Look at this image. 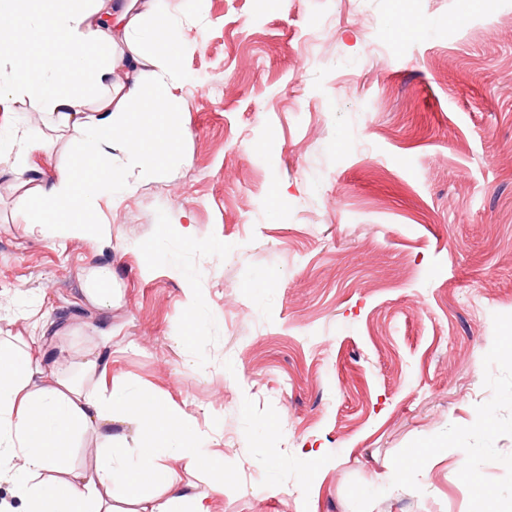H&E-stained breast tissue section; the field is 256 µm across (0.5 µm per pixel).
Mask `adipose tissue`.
<instances>
[{"mask_svg":"<svg viewBox=\"0 0 512 512\" xmlns=\"http://www.w3.org/2000/svg\"><path fill=\"white\" fill-rule=\"evenodd\" d=\"M23 20L24 40L0 51V110L18 97L34 98L56 126L74 133L79 153L23 205L37 213L36 226L50 240L111 239V224L99 216L102 199L166 176L186 136L174 108L188 45L155 0H115L106 11L88 0H0V33ZM119 43L126 51L117 55L112 47ZM87 88L98 90L97 108L87 107ZM53 147L43 132L0 127L1 167L24 172ZM107 374L99 354L65 376L27 346L0 342V483L10 485L19 512H210L207 497L185 499L171 463L194 450L223 493L222 455L207 448L188 414L152 393L86 389V380ZM129 422L140 444L134 457L112 435L113 424ZM88 433L98 437L94 466L70 467L76 438Z\"/></svg>","mask_w":512,"mask_h":512,"instance_id":"1","label":"adipose tissue"}]
</instances>
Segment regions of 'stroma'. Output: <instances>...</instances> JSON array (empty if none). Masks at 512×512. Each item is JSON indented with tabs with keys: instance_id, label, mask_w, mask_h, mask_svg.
Segmentation results:
<instances>
[{
	"instance_id": "1",
	"label": "stroma",
	"mask_w": 512,
	"mask_h": 512,
	"mask_svg": "<svg viewBox=\"0 0 512 512\" xmlns=\"http://www.w3.org/2000/svg\"><path fill=\"white\" fill-rule=\"evenodd\" d=\"M159 7L192 45L188 135L168 176L102 202L110 243L27 232L21 196L76 146L32 98L0 112L54 139L0 172V325L192 416L232 476L217 494L176 460L211 512H512V0ZM87 302L99 308L112 306V272L103 267L90 269L84 278L82 288Z\"/></svg>"
}]
</instances>
